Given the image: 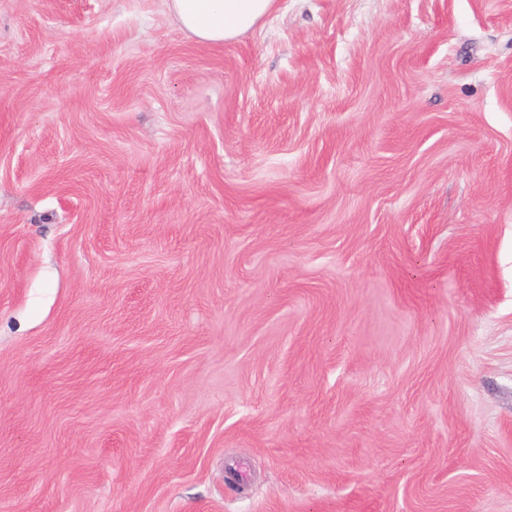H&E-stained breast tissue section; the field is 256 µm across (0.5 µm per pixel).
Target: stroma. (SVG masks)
<instances>
[{"mask_svg": "<svg viewBox=\"0 0 512 512\" xmlns=\"http://www.w3.org/2000/svg\"><path fill=\"white\" fill-rule=\"evenodd\" d=\"M0 512H512V0H0ZM179 25L201 44L221 46L277 10L278 0H165Z\"/></svg>", "mask_w": 512, "mask_h": 512, "instance_id": "1", "label": "stroma"}]
</instances>
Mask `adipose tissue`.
Masks as SVG:
<instances>
[{
	"mask_svg": "<svg viewBox=\"0 0 512 512\" xmlns=\"http://www.w3.org/2000/svg\"><path fill=\"white\" fill-rule=\"evenodd\" d=\"M179 25L199 43L221 46L254 28L278 0H165Z\"/></svg>",
	"mask_w": 512,
	"mask_h": 512,
	"instance_id": "adipose-tissue-1",
	"label": "adipose tissue"
}]
</instances>
